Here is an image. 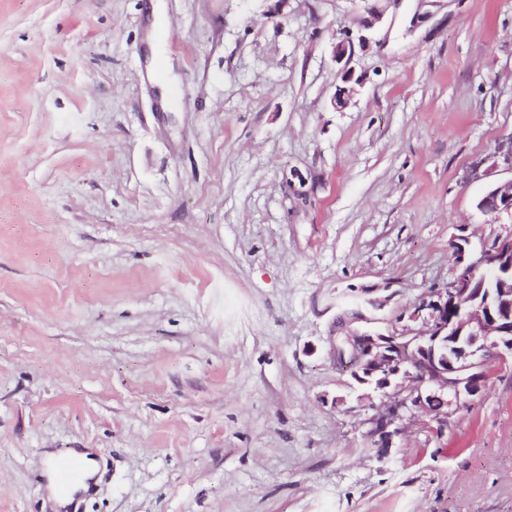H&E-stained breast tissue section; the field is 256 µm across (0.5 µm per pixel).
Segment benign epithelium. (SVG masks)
<instances>
[{
  "mask_svg": "<svg viewBox=\"0 0 512 512\" xmlns=\"http://www.w3.org/2000/svg\"><path fill=\"white\" fill-rule=\"evenodd\" d=\"M477 207L512 216V178L492 183ZM455 248V279L432 290L410 316L423 319L425 329L350 331L336 347L339 359L349 358L353 378L385 397L363 420L364 437L376 448L390 447L421 415L443 430L448 415L461 409V396L480 392L489 358L512 356V231L496 236L474 260H465L462 244Z\"/></svg>",
  "mask_w": 512,
  "mask_h": 512,
  "instance_id": "1",
  "label": "benign epithelium"
}]
</instances>
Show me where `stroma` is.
Listing matches in <instances>:
<instances>
[{
  "label": "stroma",
  "instance_id": "obj_1",
  "mask_svg": "<svg viewBox=\"0 0 512 512\" xmlns=\"http://www.w3.org/2000/svg\"><path fill=\"white\" fill-rule=\"evenodd\" d=\"M510 136L512 0H0V512H512L511 358L382 455L334 354L512 231ZM477 207L485 213H506L512 218V177L492 183L478 201ZM75 456L83 462L81 480V464L72 455L58 457L52 463V473L61 489H69L78 482L79 486L86 487L84 481L94 473V463L87 457V453H77Z\"/></svg>",
  "mask_w": 512,
  "mask_h": 512
}]
</instances>
